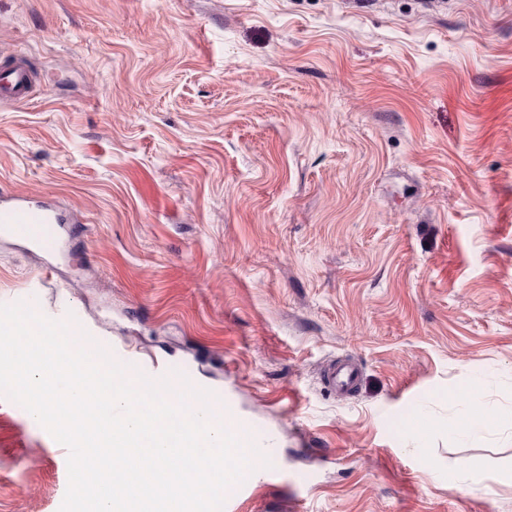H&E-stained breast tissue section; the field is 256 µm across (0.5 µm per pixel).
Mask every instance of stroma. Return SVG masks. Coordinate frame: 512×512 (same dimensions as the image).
Instances as JSON below:
<instances>
[{"label":"stroma","mask_w":512,"mask_h":512,"mask_svg":"<svg viewBox=\"0 0 512 512\" xmlns=\"http://www.w3.org/2000/svg\"><path fill=\"white\" fill-rule=\"evenodd\" d=\"M17 52L0 186L66 222L0 234V303L224 391L285 471L245 512H512V0H0ZM67 487L0 398V512ZM0 95L2 99L26 102L33 95L32 76L28 66L17 60L0 71ZM359 372L351 365L330 368L326 375L327 386L334 392L345 393L357 385ZM489 428L487 414L483 406H474L469 414L468 421L461 427L453 430V434L457 437L470 436L486 431ZM481 464L477 461L454 462L448 464V484L457 486L458 483L475 480L481 473Z\"/></svg>","instance_id":"35a3bbf8"}]
</instances>
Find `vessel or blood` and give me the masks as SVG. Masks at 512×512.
I'll use <instances>...</instances> for the list:
<instances>
[{
	"label": "vessel or blood",
	"instance_id": "1",
	"mask_svg": "<svg viewBox=\"0 0 512 512\" xmlns=\"http://www.w3.org/2000/svg\"><path fill=\"white\" fill-rule=\"evenodd\" d=\"M33 94L32 76L23 61H15L0 69V97L14 101H28ZM0 233L20 236L35 245L50 247L58 243L61 235L59 219L50 208L27 202L0 205ZM114 361L137 368L153 379L171 375L170 367L139 357L128 346L112 349ZM359 372L350 365L330 368L326 375L328 387L335 392L345 393L357 385Z\"/></svg>",
	"mask_w": 512,
	"mask_h": 512
}]
</instances>
